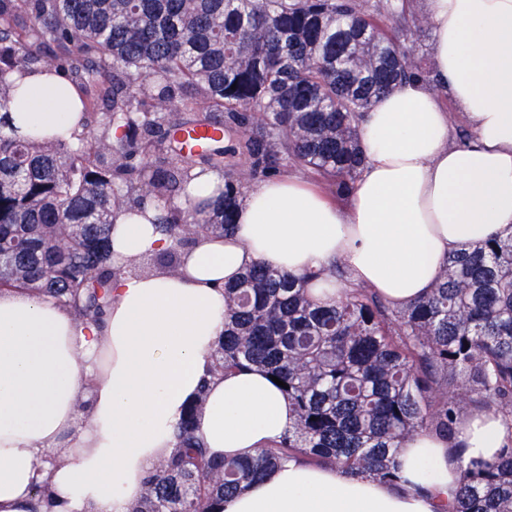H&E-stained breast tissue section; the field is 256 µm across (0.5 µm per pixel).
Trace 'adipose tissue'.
Returning a JSON list of instances; mask_svg holds the SVG:
<instances>
[{
    "instance_id": "obj_1",
    "label": "adipose tissue",
    "mask_w": 512,
    "mask_h": 512,
    "mask_svg": "<svg viewBox=\"0 0 512 512\" xmlns=\"http://www.w3.org/2000/svg\"><path fill=\"white\" fill-rule=\"evenodd\" d=\"M424 8L434 80L404 81L363 116L366 161L347 209L295 179L263 180L240 198L231 233L183 250L178 274L116 280L99 328L53 299L0 293V512H30L39 486L47 490L39 512H131L202 390L195 427L210 454L245 457L281 439L294 413L265 370L210 373L224 286L252 264L302 275L340 261L347 284H310L321 300L366 286L404 307L428 293L453 252L512 235V0H425ZM18 81L45 107L2 113L0 126L71 140L79 113L53 105L77 100V91L58 74ZM441 87L471 125V141L453 142ZM164 247L147 217L117 220L113 264ZM509 443L502 413L473 410L452 437L406 441L398 484L297 460L214 510L435 512L438 498L457 489L462 465Z\"/></svg>"
}]
</instances>
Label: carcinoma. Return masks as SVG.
Instances as JSON below:
<instances>
[{"label":"carcinoma","instance_id":"obj_1","mask_svg":"<svg viewBox=\"0 0 512 512\" xmlns=\"http://www.w3.org/2000/svg\"><path fill=\"white\" fill-rule=\"evenodd\" d=\"M398 0H0V110L28 91L15 73L66 74L81 93L74 142L0 133V290H26L100 326L123 274L178 271L179 251L234 224L241 186L221 141L191 153L170 131L198 121L248 130L242 154L267 177L289 160L347 194L365 163L359 122L429 62L387 22ZM224 173L203 206L175 207L195 170ZM152 201L170 246L110 265L116 218ZM214 375L257 366L288 385L296 421L245 459H212L195 433L205 391L153 465L132 512H211L292 458L399 480L397 449L451 435L471 409L512 417V236L448 258L403 308L370 288L315 300L307 276L256 263L224 286ZM437 512H512V445L461 470Z\"/></svg>","mask_w":512,"mask_h":512}]
</instances>
